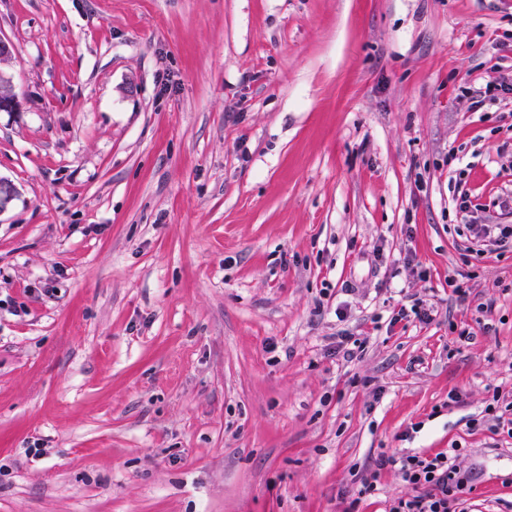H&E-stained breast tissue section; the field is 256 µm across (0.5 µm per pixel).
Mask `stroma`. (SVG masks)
<instances>
[{
  "label": "stroma",
  "instance_id": "35a3bbf8",
  "mask_svg": "<svg viewBox=\"0 0 512 512\" xmlns=\"http://www.w3.org/2000/svg\"><path fill=\"white\" fill-rule=\"evenodd\" d=\"M0 37V512H343L455 446L465 512H512L470 425L512 253L454 230L512 225V93L475 102L512 0H0Z\"/></svg>",
  "mask_w": 512,
  "mask_h": 512
}]
</instances>
